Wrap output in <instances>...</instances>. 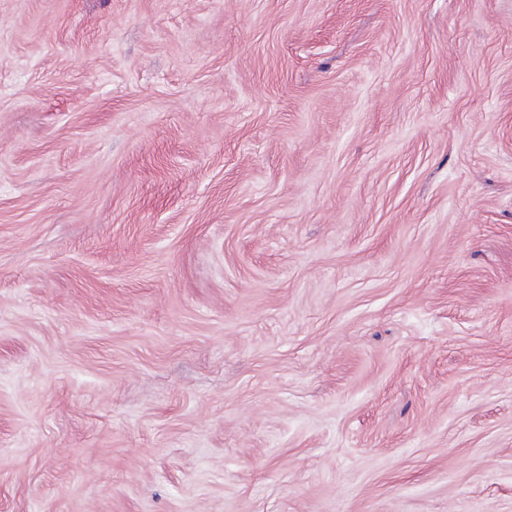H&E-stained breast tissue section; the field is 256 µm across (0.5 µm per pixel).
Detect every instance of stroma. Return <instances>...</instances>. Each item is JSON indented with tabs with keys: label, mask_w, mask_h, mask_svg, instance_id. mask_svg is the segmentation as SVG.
<instances>
[{
	"label": "stroma",
	"mask_w": 512,
	"mask_h": 512,
	"mask_svg": "<svg viewBox=\"0 0 512 512\" xmlns=\"http://www.w3.org/2000/svg\"><path fill=\"white\" fill-rule=\"evenodd\" d=\"M0 512H512V0H0Z\"/></svg>",
	"instance_id": "1"
}]
</instances>
